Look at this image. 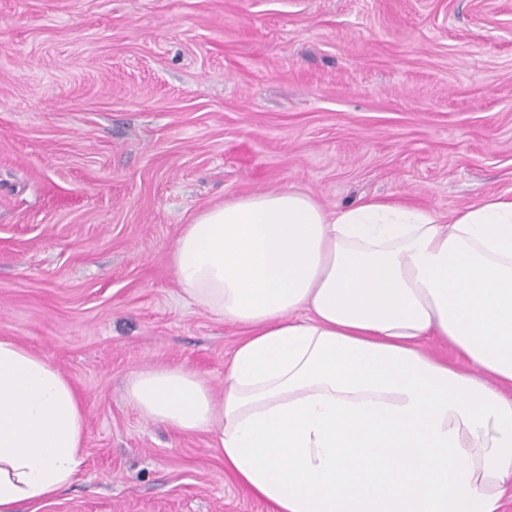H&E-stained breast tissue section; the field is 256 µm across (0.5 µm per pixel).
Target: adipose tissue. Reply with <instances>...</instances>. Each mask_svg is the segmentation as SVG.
<instances>
[{
    "label": "adipose tissue",
    "instance_id": "adipose-tissue-1",
    "mask_svg": "<svg viewBox=\"0 0 512 512\" xmlns=\"http://www.w3.org/2000/svg\"><path fill=\"white\" fill-rule=\"evenodd\" d=\"M169 262L189 301L244 337L218 400L185 366L140 371L128 397L145 419L214 431L225 469L276 512H501L512 196L329 210L282 187L201 211ZM84 439L69 380L0 337V512L55 497Z\"/></svg>",
    "mask_w": 512,
    "mask_h": 512
}]
</instances>
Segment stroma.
<instances>
[{"mask_svg":"<svg viewBox=\"0 0 512 512\" xmlns=\"http://www.w3.org/2000/svg\"><path fill=\"white\" fill-rule=\"evenodd\" d=\"M300 188L441 213L512 196V0H0V336L71 383L82 463L35 512H273L217 435L129 404L241 331L167 254L204 208Z\"/></svg>","mask_w":512,"mask_h":512,"instance_id":"obj_1","label":"stroma"}]
</instances>
